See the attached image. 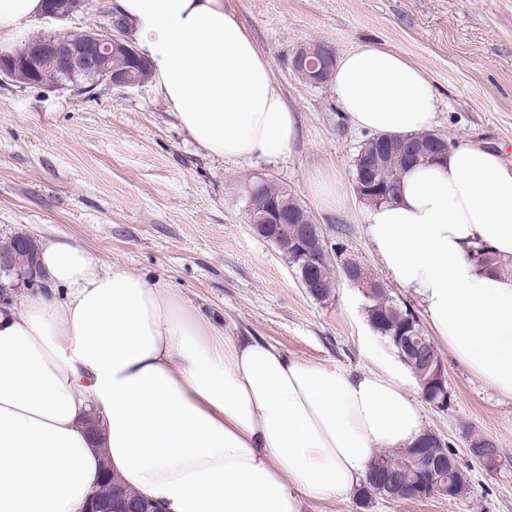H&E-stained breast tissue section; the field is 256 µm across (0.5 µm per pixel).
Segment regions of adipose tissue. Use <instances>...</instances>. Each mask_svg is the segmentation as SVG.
Instances as JSON below:
<instances>
[{"mask_svg": "<svg viewBox=\"0 0 512 512\" xmlns=\"http://www.w3.org/2000/svg\"><path fill=\"white\" fill-rule=\"evenodd\" d=\"M160 95L218 158L275 159L301 115L224 0H115ZM336 100L374 134L432 128L434 86L403 55L358 45L337 61ZM381 265L417 296L455 361L512 398V168L463 142L407 169L369 208ZM46 283L0 311V512H121L96 500L102 469L164 512H311L364 482L378 451L422 434L393 377L289 357L224 335L167 284L99 266L66 238L39 245ZM105 429L92 434L89 413Z\"/></svg>", "mask_w": 512, "mask_h": 512, "instance_id": "adipose-tissue-1", "label": "adipose tissue"}]
</instances>
